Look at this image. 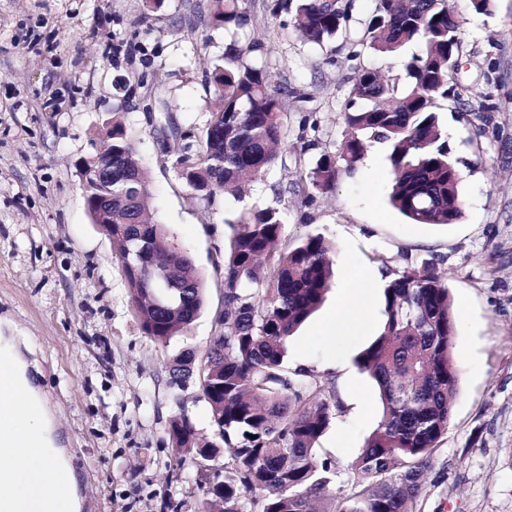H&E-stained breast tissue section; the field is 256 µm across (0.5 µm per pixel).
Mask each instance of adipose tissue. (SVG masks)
<instances>
[{
    "instance_id": "1",
    "label": "adipose tissue",
    "mask_w": 512,
    "mask_h": 512,
    "mask_svg": "<svg viewBox=\"0 0 512 512\" xmlns=\"http://www.w3.org/2000/svg\"><path fill=\"white\" fill-rule=\"evenodd\" d=\"M375 278V273L365 272L344 286L345 297L330 328H357L368 321L372 311L370 284ZM19 423L30 438V446L19 455L0 454V471L13 477L0 500V512H39L45 502L59 501L57 477L71 474L72 468L61 461L44 412L35 409L25 413Z\"/></svg>"
}]
</instances>
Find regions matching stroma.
Segmentation results:
<instances>
[{
  "label": "stroma",
  "mask_w": 512,
  "mask_h": 512,
  "mask_svg": "<svg viewBox=\"0 0 512 512\" xmlns=\"http://www.w3.org/2000/svg\"><path fill=\"white\" fill-rule=\"evenodd\" d=\"M461 21L454 97L434 110L458 162L464 201L459 221L412 224L388 201L389 147L368 143L334 192L307 206L282 202L288 241L323 234L335 245L336 280L356 271L400 270L437 257L454 297L458 327L452 355L459 373L448 432L416 512H512V0H489L475 12L451 0ZM213 0H0V336L11 340L41 391L55 433L72 457L80 512H202L195 471L178 470L167 433L185 415L200 437L212 435L210 409L197 385L170 388L167 359L184 347L205 348L224 301L227 218L238 202L207 203L178 178L143 107L169 101L181 130L201 133L213 95L203 75L223 64L231 40H256L252 63L286 86L290 132L287 168L270 183L309 171L337 151L344 111L360 69L404 83L397 55L330 52L296 39L291 15L255 6L241 29L211 27ZM139 138L138 156L152 182L148 210L188 252L207 288L196 322L162 345L142 334L109 239L84 205L76 161L112 113ZM318 140L297 152L302 117ZM289 338L290 366L333 376L347 411L332 420L317 455L346 466L381 416V404L355 356L381 331L383 280L373 283L369 329L329 335L340 290Z\"/></svg>",
  "instance_id": "1"
}]
</instances>
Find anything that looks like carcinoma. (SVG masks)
<instances>
[{
    "instance_id": "obj_1",
    "label": "carcinoma",
    "mask_w": 512,
    "mask_h": 512,
    "mask_svg": "<svg viewBox=\"0 0 512 512\" xmlns=\"http://www.w3.org/2000/svg\"><path fill=\"white\" fill-rule=\"evenodd\" d=\"M213 20L241 29L251 21V0H215ZM275 14L292 10L300 40L323 46L341 36L350 56L358 48L391 55L411 42L420 51L405 64L400 88L365 68L350 89L346 134L340 152H325L316 166L291 182L270 186L273 201L242 208L224 250V310L214 320L203 351L186 347L166 362L170 384L194 379L188 364L203 369L197 385L211 410L213 439L198 447L191 422L173 418L168 434L179 467L200 469L224 458V479L200 485L222 498L224 512H412L452 413L458 372L452 358L454 302L437 259L401 271L379 257L387 281L380 335L355 358L375 382L382 413L377 427L346 470L316 457L315 444L331 419L345 412L331 378L317 380L288 366L286 343L315 312L335 280L333 245L321 233L283 242L281 202L307 204L336 188L342 171L354 170L366 143L389 144L395 178L390 201L417 224H453L462 214L461 174L442 135L436 99L452 95L447 65H458L460 24L448 0H375L362 30H347L354 0H279ZM262 44L233 41L224 65L205 80L214 87L210 117L199 140L179 152L175 169L193 193L208 202L221 193L242 200L247 182L275 166L288 169L276 147L288 139V89L270 83L250 54ZM112 247L135 263L158 262L170 277L152 287L128 270L125 282L142 333L166 343L196 321L205 284L191 256L165 224H140L151 183L139 167L135 133L117 115L112 125ZM355 486L347 493V485Z\"/></svg>"
}]
</instances>
